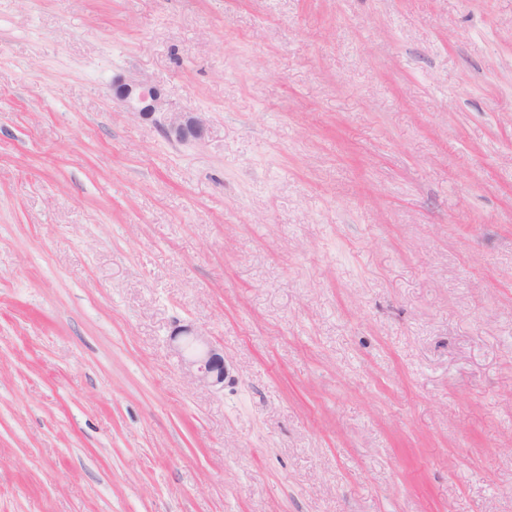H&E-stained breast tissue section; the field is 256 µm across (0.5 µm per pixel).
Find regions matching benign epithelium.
I'll return each instance as SVG.
<instances>
[{
	"instance_id": "benign-epithelium-1",
	"label": "benign epithelium",
	"mask_w": 512,
	"mask_h": 512,
	"mask_svg": "<svg viewBox=\"0 0 512 512\" xmlns=\"http://www.w3.org/2000/svg\"><path fill=\"white\" fill-rule=\"evenodd\" d=\"M112 99L123 109L144 120L157 113L166 115L162 130L166 138L174 142H186L200 137L204 120L193 112L176 111L169 107L163 91L147 79L128 80L123 76L112 78ZM177 350L182 360L196 368L195 378L216 386L224 383V355L212 340L192 329L178 332Z\"/></svg>"
}]
</instances>
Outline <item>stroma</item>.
<instances>
[{
  "instance_id": "obj_1",
  "label": "stroma",
  "mask_w": 512,
  "mask_h": 512,
  "mask_svg": "<svg viewBox=\"0 0 512 512\" xmlns=\"http://www.w3.org/2000/svg\"><path fill=\"white\" fill-rule=\"evenodd\" d=\"M0 512H512V0H0ZM112 99L119 102L130 114L144 120L156 113L166 114L162 130L174 142L199 138L204 131V120L193 112L176 111L169 107L163 91L147 79L128 80L123 76L112 79ZM178 339L176 346L182 360L196 367L195 378L204 385L216 386L224 383V355L213 344L212 340L192 329L179 331L174 335ZM191 342L195 346L192 355L185 354V344Z\"/></svg>"
}]
</instances>
